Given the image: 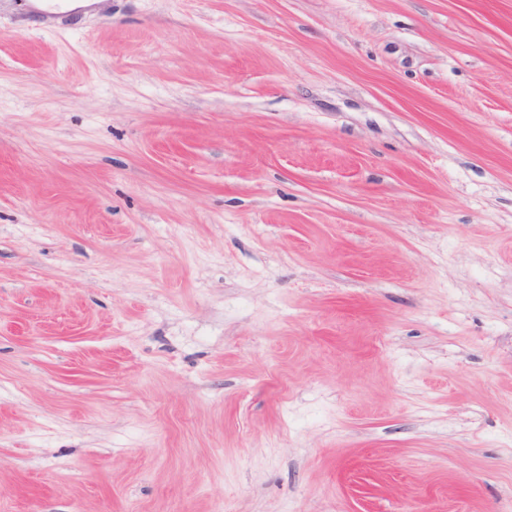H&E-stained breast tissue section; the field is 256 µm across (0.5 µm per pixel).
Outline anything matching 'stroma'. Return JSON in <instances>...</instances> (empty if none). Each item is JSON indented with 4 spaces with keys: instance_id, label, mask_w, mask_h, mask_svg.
Listing matches in <instances>:
<instances>
[{
    "instance_id": "35a3bbf8",
    "label": "stroma",
    "mask_w": 512,
    "mask_h": 512,
    "mask_svg": "<svg viewBox=\"0 0 512 512\" xmlns=\"http://www.w3.org/2000/svg\"><path fill=\"white\" fill-rule=\"evenodd\" d=\"M0 512H512V0H0Z\"/></svg>"
}]
</instances>
